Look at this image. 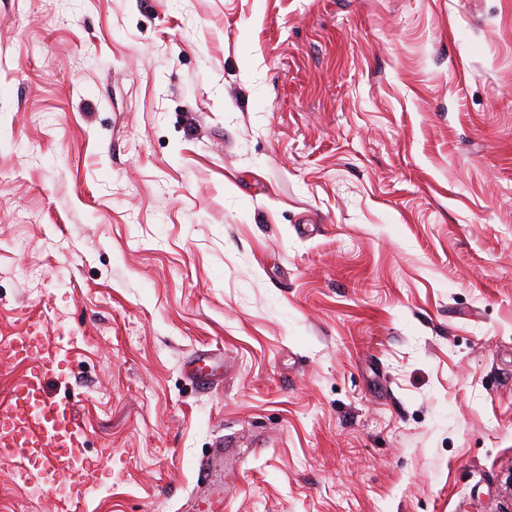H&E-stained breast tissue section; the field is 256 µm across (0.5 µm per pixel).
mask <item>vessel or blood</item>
Wrapping results in <instances>:
<instances>
[{
	"label": "vessel or blood",
	"mask_w": 512,
	"mask_h": 512,
	"mask_svg": "<svg viewBox=\"0 0 512 512\" xmlns=\"http://www.w3.org/2000/svg\"><path fill=\"white\" fill-rule=\"evenodd\" d=\"M72 341L42 318L0 339V355L26 367L0 396V463L16 465L35 487L57 481L56 497L68 512H76L98 484L84 461V433L72 404L50 398L45 390L48 379L66 377Z\"/></svg>",
	"instance_id": "vessel-or-blood-1"
}]
</instances>
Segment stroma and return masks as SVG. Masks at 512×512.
I'll return each mask as SVG.
<instances>
[{
	"label": "stroma",
	"instance_id": "1",
	"mask_svg": "<svg viewBox=\"0 0 512 512\" xmlns=\"http://www.w3.org/2000/svg\"><path fill=\"white\" fill-rule=\"evenodd\" d=\"M40 316L80 512L512 506V0H0V337Z\"/></svg>",
	"mask_w": 512,
	"mask_h": 512
}]
</instances>
